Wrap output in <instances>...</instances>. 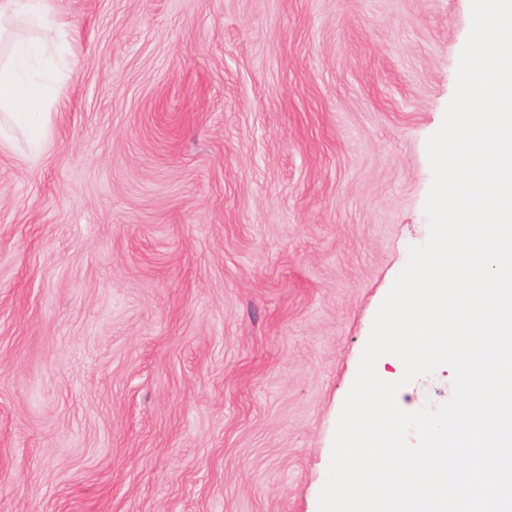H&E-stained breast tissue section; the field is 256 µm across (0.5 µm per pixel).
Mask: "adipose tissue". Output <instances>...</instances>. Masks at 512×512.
<instances>
[{"instance_id":"1","label":"adipose tissue","mask_w":512,"mask_h":512,"mask_svg":"<svg viewBox=\"0 0 512 512\" xmlns=\"http://www.w3.org/2000/svg\"><path fill=\"white\" fill-rule=\"evenodd\" d=\"M20 19L34 29L53 25L50 0H0V40L11 41L9 57L0 58V111L6 112L13 126L27 131L30 145L37 151L46 140L42 118L57 99L51 81L36 82L29 74L48 52L67 55L71 48L64 31L59 34V42L51 47L9 34V27Z\"/></svg>"}]
</instances>
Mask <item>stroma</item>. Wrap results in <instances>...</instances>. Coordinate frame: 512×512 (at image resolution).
<instances>
[{
    "instance_id": "obj_1",
    "label": "stroma",
    "mask_w": 512,
    "mask_h": 512,
    "mask_svg": "<svg viewBox=\"0 0 512 512\" xmlns=\"http://www.w3.org/2000/svg\"><path fill=\"white\" fill-rule=\"evenodd\" d=\"M53 7L64 107L0 146V512H318L470 0Z\"/></svg>"
}]
</instances>
